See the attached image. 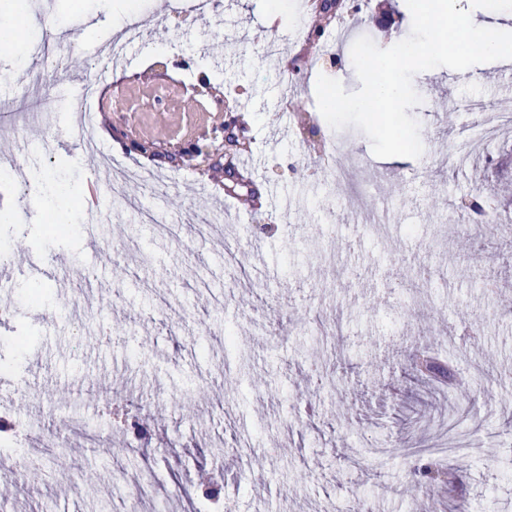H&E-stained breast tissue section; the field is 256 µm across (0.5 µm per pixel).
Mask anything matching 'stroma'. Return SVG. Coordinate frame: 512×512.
Listing matches in <instances>:
<instances>
[{"label": "stroma", "instance_id": "1", "mask_svg": "<svg viewBox=\"0 0 512 512\" xmlns=\"http://www.w3.org/2000/svg\"><path fill=\"white\" fill-rule=\"evenodd\" d=\"M0 0V90L11 91L27 45L60 43L59 67L28 99L51 94L48 122L13 137L0 118V253L18 245L61 258L32 300L29 282L0 287V512H197L200 484L222 486L227 512H320L326 499L373 512H512V128L473 151L475 110L512 113V71L498 62L419 73L421 158H379L355 127L333 130L317 109L318 75L361 84L355 33L406 38V0L331 16L329 46L307 40L305 0ZM139 39L124 66L111 44ZM162 63H155V56ZM308 62L303 85L288 63ZM226 90L250 151L224 143V115L196 94L200 72ZM92 84L101 115L85 125ZM307 113L322 142L293 120ZM204 128L207 160L178 161ZM152 151L134 150V140ZM247 161V178L227 167ZM121 195L97 218L79 196L95 168ZM39 170L64 217L29 200ZM481 189L505 223L479 232L461 205ZM94 224L84 255L82 225ZM234 341L225 344L224 330ZM476 340L460 351L461 330ZM451 363L448 388L417 381L415 349ZM343 383L330 391L327 378ZM156 424L139 451L128 417ZM57 429L59 448L23 482L6 472L27 438ZM458 478L430 490L413 469L432 446ZM88 482L74 487L76 471ZM153 486L134 504L133 481Z\"/></svg>", "mask_w": 512, "mask_h": 512}]
</instances>
